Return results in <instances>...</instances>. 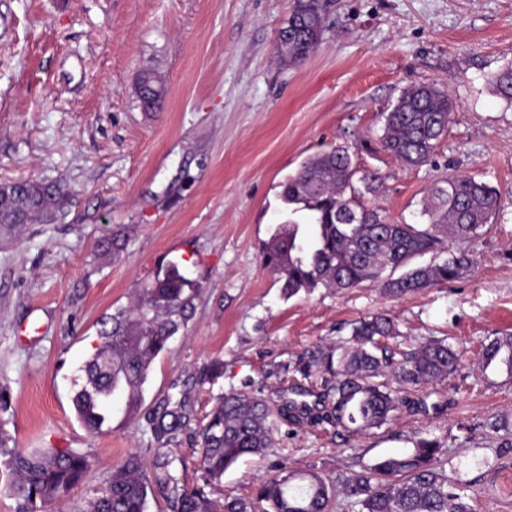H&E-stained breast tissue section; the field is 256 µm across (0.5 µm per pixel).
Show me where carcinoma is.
Wrapping results in <instances>:
<instances>
[{
    "label": "carcinoma",
    "instance_id": "carcinoma-1",
    "mask_svg": "<svg viewBox=\"0 0 512 512\" xmlns=\"http://www.w3.org/2000/svg\"><path fill=\"white\" fill-rule=\"evenodd\" d=\"M323 9L319 0H295L293 49L279 52L290 62L302 61L321 40L320 27L307 25ZM497 95L512 104V65L493 77ZM163 81L148 72L141 78L138 98L148 111L161 108ZM455 102L448 90L434 84L404 91L385 115L384 148L401 163L416 167L428 162L448 128ZM379 191V178L359 174L348 151L335 147L308 158L282 185L288 219L275 225L263 249V265L279 276L282 292L292 297L318 288L342 290L363 283L378 284L393 298L460 278L476 261L462 243L496 221L501 199L491 185L474 176L450 174L429 192L423 214L427 224L389 219L363 198ZM70 206L68 188L57 180L0 184V227L17 230L25 224H53ZM121 249V235L98 240L104 256ZM447 256L440 257L441 253ZM432 254L428 264L417 259ZM200 286L170 260L138 291L128 306L100 321V343L83 364L84 383L72 398L78 420L93 433L111 427V398L119 397L127 419L135 418L145 402L153 362L168 341L191 317ZM399 334L387 315L351 323L350 336L328 351L311 350L302 361L327 374L331 406L321 414L314 407L285 401L282 419L306 415L326 419L347 433H369L391 423L406 404L393 384L414 390L452 377L461 352L445 338H430L396 353L382 339ZM483 371L503 366L512 375V334L483 344L478 359ZM183 404L158 407L153 432L168 440L183 427ZM272 413L264 397L230 394L210 411L199 432L204 485L187 486L170 469L173 460L157 463L153 477L141 460L129 456L112 472L102 492L85 512H147L150 486L168 491L172 512H252L253 503L211 497L207 486L221 483L240 458L262 456L273 447ZM408 451L377 459L360 472L334 481L315 472H297L281 465L262 479L255 499L263 512H327L336 496L348 499L356 512H474L467 489L448 480L440 467L447 448L436 438L420 437ZM0 458L12 475L6 489L17 501V512H42V505L62 499L85 481L93 463L86 454L56 448L25 452L9 446L0 433Z\"/></svg>",
    "mask_w": 512,
    "mask_h": 512
}]
</instances>
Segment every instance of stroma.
<instances>
[{"instance_id": "obj_1", "label": "stroma", "mask_w": 512, "mask_h": 512, "mask_svg": "<svg viewBox=\"0 0 512 512\" xmlns=\"http://www.w3.org/2000/svg\"><path fill=\"white\" fill-rule=\"evenodd\" d=\"M328 2L321 43L293 64L276 45L294 0H0V182L59 179L71 192L63 222L0 229V430L17 447L93 461L45 512H82L132 454L149 474L168 456L183 483L202 484L195 435L220 397L319 390L303 354L377 313L398 323L401 347L444 336L463 351L453 378L407 392L427 411L401 408L367 434L274 422L267 455L242 457L214 497L251 499L280 461L333 479L426 437L445 444L448 477L475 512H512V436L490 428L512 420V375L477 367L487 338L512 334V105L491 85L512 65V0ZM146 69L165 84L156 112L136 93ZM422 84L447 88L456 109L430 161L408 167L382 127ZM337 146L378 173L366 202L396 221L420 223L427 190L448 174L493 186L502 208L467 243L475 267L398 299L367 284L284 296L262 265L282 184ZM116 231L121 251L99 259L98 239ZM172 258L201 287L194 313L154 361L140 415L114 412L111 429L89 433L72 397L99 321ZM216 360L223 373L208 376ZM169 397L184 399L186 423L163 444L149 418Z\"/></svg>"}]
</instances>
